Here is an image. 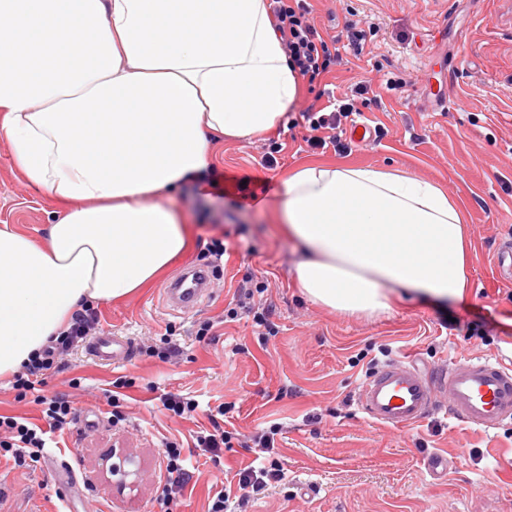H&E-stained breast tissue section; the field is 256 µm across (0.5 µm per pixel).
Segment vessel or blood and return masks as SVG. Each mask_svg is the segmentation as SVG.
Returning <instances> with one entry per match:
<instances>
[{
	"label": "vessel or blood",
	"instance_id": "1",
	"mask_svg": "<svg viewBox=\"0 0 512 512\" xmlns=\"http://www.w3.org/2000/svg\"><path fill=\"white\" fill-rule=\"evenodd\" d=\"M209 279L207 271L188 270L166 287L165 304L182 311L197 308L210 294ZM88 354L113 364L131 359L134 346L125 337L107 334L92 339ZM356 404L367 419L388 428H408L442 410L464 425L493 430L512 420V363L467 357L426 372L395 359L362 382Z\"/></svg>",
	"mask_w": 512,
	"mask_h": 512
}]
</instances>
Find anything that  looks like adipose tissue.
<instances>
[{"label":"adipose tissue","mask_w":512,"mask_h":512,"mask_svg":"<svg viewBox=\"0 0 512 512\" xmlns=\"http://www.w3.org/2000/svg\"><path fill=\"white\" fill-rule=\"evenodd\" d=\"M300 92L267 0H0V138L64 208L44 242L0 226V377L73 314L148 287L187 249L165 200L222 139L276 128ZM276 212L303 297L347 317L400 294L462 300L469 231L436 184L312 163Z\"/></svg>","instance_id":"obj_1"}]
</instances>
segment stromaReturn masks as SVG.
Segmentation results:
<instances>
[{
    "label": "stroma",
    "mask_w": 512,
    "mask_h": 512,
    "mask_svg": "<svg viewBox=\"0 0 512 512\" xmlns=\"http://www.w3.org/2000/svg\"><path fill=\"white\" fill-rule=\"evenodd\" d=\"M312 17L342 61L302 84L297 111L275 132L215 145L220 189L194 180L170 204L193 230L189 253L150 288L99 307V332L158 344L173 333L180 350L162 361L136 353L126 364H101L83 348L65 356L43 395L69 394L78 419L63 447L33 466L0 462V512H158L166 484L157 444L188 438L196 423L169 421L161 400L182 391L200 403L223 404L224 426L241 433L278 425L276 452L286 473L267 485L248 512H512V421L493 432L468 428L439 412L406 429L376 425L358 411L356 392L376 365L402 357L423 368L469 355L512 358V280L501 279L496 257L512 246V0H310ZM365 30L361 55L347 43ZM398 81L388 90L387 81ZM356 122H344L349 148L311 150L303 112L333 107L358 83ZM450 93L454 110L437 105ZM279 147L276 168L262 158ZM307 162L399 168L436 183L459 202L472 243V288L464 301L403 300L387 315L348 318L318 308L291 288L300 251L275 222L281 181ZM245 181L238 191L237 181ZM59 205L31 186L0 140V225L43 240ZM223 239V257L205 256L209 238ZM206 263L218 274L197 309L167 308L165 286L184 266ZM265 282L276 333L257 335L252 317L223 322L243 278ZM217 320L198 339L197 322ZM132 378L117 406L113 379ZM80 379L79 388L68 385ZM124 419L112 420L113 409ZM123 449L133 474H114L107 456ZM448 460L434 477L430 456ZM247 449L198 457L175 512H205L225 472L246 467Z\"/></svg>",
    "instance_id": "35a3bbf8"
}]
</instances>
